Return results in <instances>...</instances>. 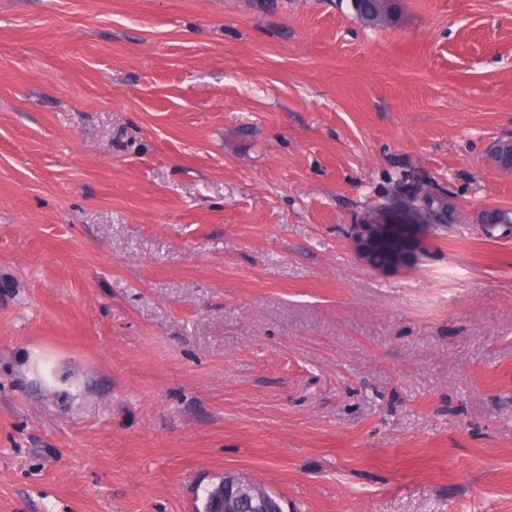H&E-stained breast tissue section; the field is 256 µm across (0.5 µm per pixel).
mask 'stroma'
Segmentation results:
<instances>
[{"label":"stroma","mask_w":512,"mask_h":512,"mask_svg":"<svg viewBox=\"0 0 512 512\" xmlns=\"http://www.w3.org/2000/svg\"><path fill=\"white\" fill-rule=\"evenodd\" d=\"M512 0H0V512H512ZM348 6L353 16L362 23L374 27H387L392 25L400 11V0H372L373 3L363 4L360 0H348ZM371 13L368 18H363L361 13ZM397 206H402L406 211L415 217L411 227V233L414 235L420 230V224H432L437 228H443L435 225V223L443 222L448 216V224H460L465 218L457 211L456 207L448 201V195L439 192L431 187L419 186L408 197L400 200ZM396 206V207H397ZM426 211L431 219L435 222L420 223L418 222L420 214ZM376 215L377 214L371 215L364 224L356 225V232L363 233L365 237L364 247L366 248H370L373 243L398 232L400 225H404L379 223L376 220ZM402 251L397 241L390 242L382 250L374 255L372 263L377 268H399L409 263L410 260L400 255Z\"/></svg>","instance_id":"1"}]
</instances>
